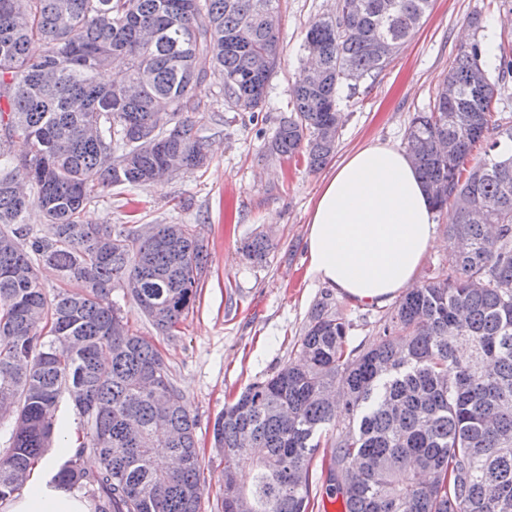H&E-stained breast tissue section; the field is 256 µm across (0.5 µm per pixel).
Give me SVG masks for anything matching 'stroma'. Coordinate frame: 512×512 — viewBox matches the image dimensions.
Instances as JSON below:
<instances>
[{"instance_id":"obj_1","label":"stroma","mask_w":512,"mask_h":512,"mask_svg":"<svg viewBox=\"0 0 512 512\" xmlns=\"http://www.w3.org/2000/svg\"><path fill=\"white\" fill-rule=\"evenodd\" d=\"M281 9L282 53L262 112L225 113L202 171L138 189L106 188L83 215L88 224H192L207 245L196 302L175 335H161L129 301L120 303L131 332L167 358L174 385L197 420L201 512H222L215 419L247 385L295 358L313 306L328 301L349 320L355 346L375 339L394 307L390 301L355 304L308 273L307 219L334 162L312 171L302 160L266 156L264 143L303 68L307 27L334 15L336 0H281ZM473 17L479 27L470 26ZM475 41L495 54L512 53V0H435L382 79L361 82L352 98L341 100L336 160L371 142L403 146L412 115L428 109L459 47ZM255 231L268 233L275 244L263 267L238 252L241 240Z\"/></svg>"}]
</instances>
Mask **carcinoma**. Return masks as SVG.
<instances>
[{
	"label": "carcinoma",
	"instance_id": "carcinoma-1",
	"mask_svg": "<svg viewBox=\"0 0 512 512\" xmlns=\"http://www.w3.org/2000/svg\"><path fill=\"white\" fill-rule=\"evenodd\" d=\"M260 2L279 12L280 0H0V395L13 399L0 412L10 418L1 501L51 446L65 394L89 440L57 485L87 488L95 512H200L196 420L112 293L172 334L196 300L204 238L188 224L170 238L166 224H85L82 214L102 189L142 187L173 161L205 166L204 132L222 121L201 96L210 70L224 73V111L262 110L281 46L280 20ZM384 2L337 0L335 15L310 25L304 42L321 44L322 73L299 75L268 156L301 155L312 170L333 156L340 90L376 82L434 0H391L389 18ZM118 59L126 81L99 83ZM479 69V46L460 48L406 136L433 209L456 206L448 232L466 248L406 292L366 346H350L351 323L327 302L313 307L295 359L214 422L223 512L241 497L251 512H309L323 444L333 449L326 493L344 512H512V152L497 151L512 144V125L492 121L500 79L470 84ZM488 136L489 153L467 167ZM273 248L256 232L239 252L263 266ZM42 264L66 284L51 299ZM88 451L94 470L81 465ZM244 465L248 485L237 478Z\"/></svg>",
	"mask_w": 512,
	"mask_h": 512
}]
</instances>
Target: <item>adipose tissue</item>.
Listing matches in <instances>:
<instances>
[{
  "mask_svg": "<svg viewBox=\"0 0 512 512\" xmlns=\"http://www.w3.org/2000/svg\"><path fill=\"white\" fill-rule=\"evenodd\" d=\"M434 212L412 159L377 142L324 180L307 220L308 271L360 304H382L414 280L436 247ZM10 512H89L79 496L32 471Z\"/></svg>",
  "mask_w": 512,
  "mask_h": 512,
  "instance_id": "obj_1",
  "label": "adipose tissue"
}]
</instances>
